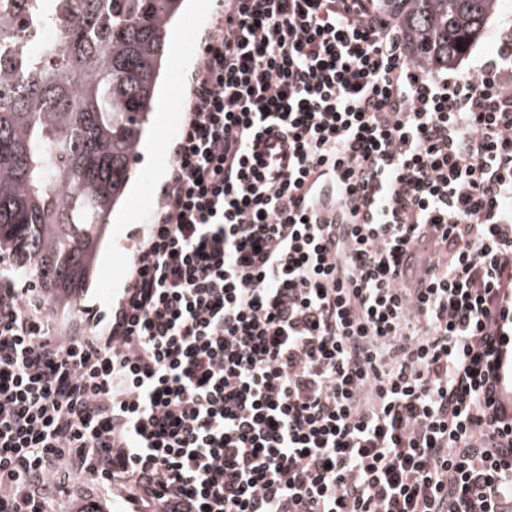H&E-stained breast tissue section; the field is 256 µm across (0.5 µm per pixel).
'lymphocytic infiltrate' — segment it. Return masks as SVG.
Segmentation results:
<instances>
[{
  "label": "lymphocytic infiltrate",
  "instance_id": "1",
  "mask_svg": "<svg viewBox=\"0 0 512 512\" xmlns=\"http://www.w3.org/2000/svg\"><path fill=\"white\" fill-rule=\"evenodd\" d=\"M455 75L376 0H224L122 294L0 277V512H512V27ZM91 497L100 501L104 510L102 512H124L125 510H130L128 505L120 499H112V501L105 502L102 498V491L98 486L94 485H89L78 490L68 502L55 504L53 510H58L59 512H73L78 503L86 502V500Z\"/></svg>",
  "mask_w": 512,
  "mask_h": 512
}]
</instances>
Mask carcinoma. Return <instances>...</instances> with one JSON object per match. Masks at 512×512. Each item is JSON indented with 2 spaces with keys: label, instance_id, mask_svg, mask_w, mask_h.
I'll list each match as a JSON object with an SVG mask.
<instances>
[{
  "label": "carcinoma",
  "instance_id": "obj_1",
  "mask_svg": "<svg viewBox=\"0 0 512 512\" xmlns=\"http://www.w3.org/2000/svg\"><path fill=\"white\" fill-rule=\"evenodd\" d=\"M31 25L0 8V250L55 304L95 270L134 176L162 61L184 0H41ZM410 58L456 65L498 0H379Z\"/></svg>",
  "mask_w": 512,
  "mask_h": 512
}]
</instances>
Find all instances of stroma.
<instances>
[{
    "label": "stroma",
    "mask_w": 512,
    "mask_h": 512,
    "mask_svg": "<svg viewBox=\"0 0 512 512\" xmlns=\"http://www.w3.org/2000/svg\"><path fill=\"white\" fill-rule=\"evenodd\" d=\"M204 2L206 7L201 13L185 11L176 28L163 66L158 111L136 164V176L122 208L108 228L97 268L77 301L79 308L108 306L125 286L128 265L143 231L144 218L156 207L167 179L173 147L182 126L185 95L197 67L198 46L224 4V0ZM511 25L512 0H501L482 37L458 63V70H467L473 59L492 55L497 49L500 31Z\"/></svg>",
    "instance_id": "1"
}]
</instances>
